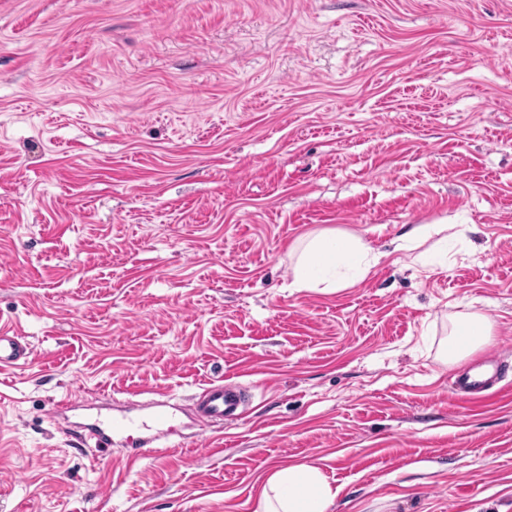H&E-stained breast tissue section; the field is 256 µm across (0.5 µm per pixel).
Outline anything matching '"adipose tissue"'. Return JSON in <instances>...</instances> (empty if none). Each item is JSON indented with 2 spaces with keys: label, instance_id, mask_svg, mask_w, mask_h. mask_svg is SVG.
<instances>
[{
  "label": "adipose tissue",
  "instance_id": "adipose-tissue-1",
  "mask_svg": "<svg viewBox=\"0 0 512 512\" xmlns=\"http://www.w3.org/2000/svg\"><path fill=\"white\" fill-rule=\"evenodd\" d=\"M294 288L333 291L350 286L378 264L374 252L360 238L326 229L299 238L294 250ZM450 325L446 364H456L491 342L493 325L481 313L454 311ZM338 496L318 466H278L262 484L258 512H328Z\"/></svg>",
  "mask_w": 512,
  "mask_h": 512
}]
</instances>
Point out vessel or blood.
Masks as SVG:
<instances>
[{
    "instance_id": "obj_1",
    "label": "vessel or blood",
    "mask_w": 512,
    "mask_h": 512,
    "mask_svg": "<svg viewBox=\"0 0 512 512\" xmlns=\"http://www.w3.org/2000/svg\"><path fill=\"white\" fill-rule=\"evenodd\" d=\"M32 351L30 345L15 334L0 331V364L17 365L28 361ZM496 380L495 374L468 371L456 375L453 388L463 395H477L488 392ZM247 412L246 398L241 386L231 381H213L202 387L195 404V415L201 425H215L240 420ZM172 417L166 401L153 403L146 421L132 418L108 417L95 419L83 426L84 431L94 439L96 447H111L115 438L130 432L138 433V446L133 449L132 458L138 459L160 448L161 438L168 436L167 424Z\"/></svg>"
}]
</instances>
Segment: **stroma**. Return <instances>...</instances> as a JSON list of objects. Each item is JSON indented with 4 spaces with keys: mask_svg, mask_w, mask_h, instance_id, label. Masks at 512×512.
<instances>
[{
    "mask_svg": "<svg viewBox=\"0 0 512 512\" xmlns=\"http://www.w3.org/2000/svg\"><path fill=\"white\" fill-rule=\"evenodd\" d=\"M458 224L425 261L392 242ZM382 252L292 289L323 229ZM480 312L504 380L439 356ZM0 512H257L313 463L328 512H512V0H0ZM249 411L196 426L207 383ZM177 409L128 460L54 416ZM30 345L9 331H0V364L19 365L31 357ZM492 366L491 374L483 371L482 373H471V371H464L456 375L453 381V388L463 395H477L488 392L493 383L497 381V361L491 359L489 361Z\"/></svg>",
    "mask_w": 512,
    "mask_h": 512,
    "instance_id": "1",
    "label": "stroma"
}]
</instances>
